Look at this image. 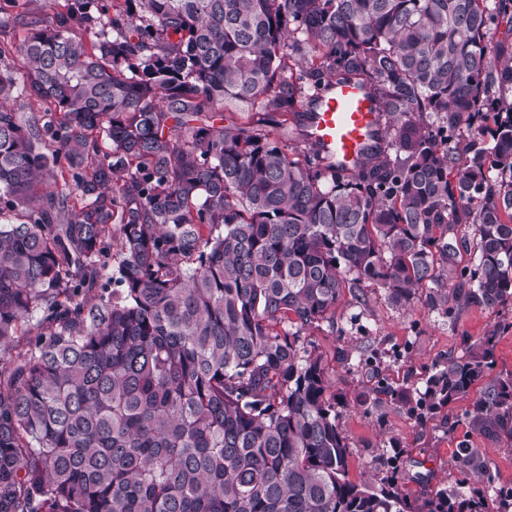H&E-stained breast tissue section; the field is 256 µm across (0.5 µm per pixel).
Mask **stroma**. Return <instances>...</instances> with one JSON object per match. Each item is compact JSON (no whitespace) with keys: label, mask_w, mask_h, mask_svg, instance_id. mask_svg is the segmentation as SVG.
I'll list each match as a JSON object with an SVG mask.
<instances>
[{"label":"stroma","mask_w":512,"mask_h":512,"mask_svg":"<svg viewBox=\"0 0 512 512\" xmlns=\"http://www.w3.org/2000/svg\"><path fill=\"white\" fill-rule=\"evenodd\" d=\"M60 7L49 0H26L0 27V68L24 72L20 44L30 25L51 21ZM335 324L321 323L311 338L330 360L338 424L350 445L349 478H372L384 462L397 465L411 498L454 487V453L461 443L480 448L490 459L497 485L512 487V442L471 434L461 423L475 394H468L418 424L389 397L372 399L378 383L418 388L449 356H462L479 336L499 327L493 376L512 375V301L494 310L472 307L457 318L445 311L415 306L389 307L379 289L364 291L362 302L344 296Z\"/></svg>","instance_id":"obj_1"}]
</instances>
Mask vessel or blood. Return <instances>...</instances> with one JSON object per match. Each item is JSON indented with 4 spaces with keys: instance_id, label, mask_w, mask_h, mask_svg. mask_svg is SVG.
Returning <instances> with one entry per match:
<instances>
[{
    "instance_id": "obj_1",
    "label": "vessel or blood",
    "mask_w": 512,
    "mask_h": 512,
    "mask_svg": "<svg viewBox=\"0 0 512 512\" xmlns=\"http://www.w3.org/2000/svg\"><path fill=\"white\" fill-rule=\"evenodd\" d=\"M382 123V114L364 82L337 79L314 106L307 132L310 141L336 165L349 168L371 145Z\"/></svg>"
}]
</instances>
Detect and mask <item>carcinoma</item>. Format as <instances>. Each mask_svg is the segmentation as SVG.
Listing matches in <instances>:
<instances>
[{
  "label": "carcinoma",
  "instance_id": "1",
  "mask_svg": "<svg viewBox=\"0 0 512 512\" xmlns=\"http://www.w3.org/2000/svg\"><path fill=\"white\" fill-rule=\"evenodd\" d=\"M505 21L512 0H64L30 29L26 79L0 69V512H507L468 444L421 500L394 466L351 481L307 339L369 287L450 317L512 300ZM337 77L384 116L351 169L306 136ZM496 333L374 393L422 423L489 378ZM465 419L512 440V378Z\"/></svg>",
  "mask_w": 512,
  "mask_h": 512
}]
</instances>
